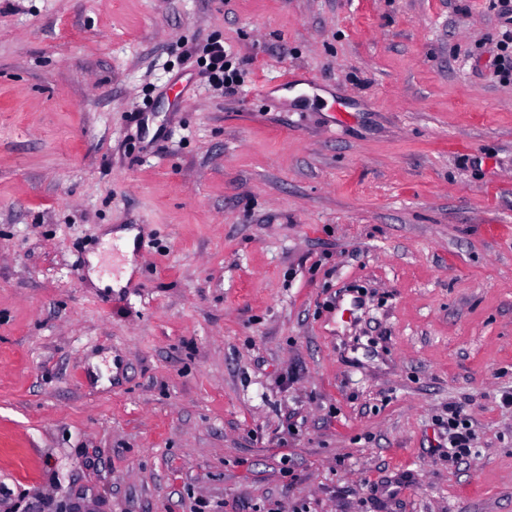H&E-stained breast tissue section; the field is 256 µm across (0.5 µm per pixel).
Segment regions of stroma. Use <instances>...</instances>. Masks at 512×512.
Here are the masks:
<instances>
[{
    "instance_id": "stroma-1",
    "label": "stroma",
    "mask_w": 512,
    "mask_h": 512,
    "mask_svg": "<svg viewBox=\"0 0 512 512\" xmlns=\"http://www.w3.org/2000/svg\"><path fill=\"white\" fill-rule=\"evenodd\" d=\"M505 28L0 0V512H512ZM206 57L202 59L204 73L208 81L216 85L231 88L236 82V73H230L227 64L228 53L223 45L213 44L206 51ZM459 412L452 411L450 418H448V429L456 430L452 432L449 437V444L451 446L452 455L463 456L470 452V432L467 424L459 420ZM461 426V428H460Z\"/></svg>"
}]
</instances>
